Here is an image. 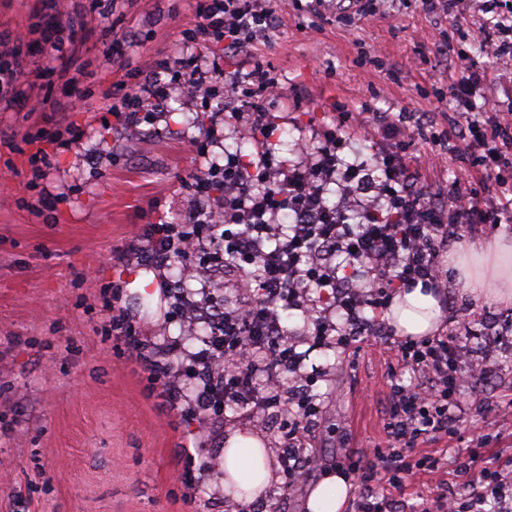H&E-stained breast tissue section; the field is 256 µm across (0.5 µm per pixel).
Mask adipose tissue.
<instances>
[{
	"label": "adipose tissue",
	"instance_id": "ef3b65f1",
	"mask_svg": "<svg viewBox=\"0 0 512 512\" xmlns=\"http://www.w3.org/2000/svg\"><path fill=\"white\" fill-rule=\"evenodd\" d=\"M440 306L433 294L416 287L402 290L392 307L391 321L406 336H426L436 330ZM221 469L225 476L240 487L234 493L235 501L252 503L264 489L276 480L275 468L270 463L260 436L233 432L225 440L220 454ZM354 488L342 475L330 472L309 492L307 512H344Z\"/></svg>",
	"mask_w": 512,
	"mask_h": 512
}]
</instances>
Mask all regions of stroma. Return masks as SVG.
<instances>
[{"label": "stroma", "mask_w": 512, "mask_h": 512, "mask_svg": "<svg viewBox=\"0 0 512 512\" xmlns=\"http://www.w3.org/2000/svg\"><path fill=\"white\" fill-rule=\"evenodd\" d=\"M64 7L85 24L71 52L77 84L47 74L37 85L69 101L81 94L97 102L106 89L136 82L139 59L178 56L179 33L193 24L185 0H125L115 10L109 0H66ZM376 8L359 20L314 0L299 7L282 0L270 39L251 54L226 53L213 40L195 51V62L204 71L217 63L244 73L254 59L271 67L288 92L272 140L291 161L300 158L298 142L317 147L316 134L334 121L339 99L394 116L414 112L446 128L455 107L438 103L435 92L458 75L455 49L479 53V17L453 28L425 15L418 0H377ZM48 22L39 0H0V34L27 30L20 51L30 67L46 64L40 46ZM443 44L452 53H440ZM180 77L177 68L164 74L170 98L154 123L122 126L105 107L0 112V457L10 462L0 470V512H234L219 471L192 483L181 474L190 462L216 458L235 431L278 446L272 425L230 409L198 433L196 422L149 394L140 363L104 320L122 306L151 343L178 345L186 355L198 348L170 319L152 273L115 260L130 234L144 230L151 202L178 221L201 169L255 150L251 138L231 132L208 157L188 153V139L203 137L224 100L183 101ZM40 148L57 162L48 183L65 188L42 206L41 188L30 182V157ZM459 279L452 270L440 333L481 331L494 321L512 337V304L469 294ZM305 365L318 375L313 392L323 406L312 440L323 458L316 478L334 470L337 456L387 447L392 385L404 373L395 354L368 338L350 358L317 349ZM493 365L494 374L471 391L455 437L418 442V454L448 462L444 472L410 478L397 512H411L420 491L438 480L461 489L465 478L454 461L477 437L486 438V455L512 457V423L475 408L512 397V351Z\"/></svg>", "instance_id": "35a3bbf8"}]
</instances>
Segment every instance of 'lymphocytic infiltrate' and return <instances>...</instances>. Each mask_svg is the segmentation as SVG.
<instances>
[{
  "mask_svg": "<svg viewBox=\"0 0 512 512\" xmlns=\"http://www.w3.org/2000/svg\"><path fill=\"white\" fill-rule=\"evenodd\" d=\"M481 12L485 59L461 55V70L448 87L457 107L470 110L491 69L507 70L500 38L512 25L499 10V0H473ZM195 15L183 47H200L210 38L223 40L232 53L249 51L269 38L275 27V0H189ZM54 17L42 32V46L60 59V75L70 63L60 58L59 34L75 32L62 0H44ZM18 41L0 36V106L10 107L18 87L31 75ZM182 91L202 98L223 90L234 106L224 124L251 137L255 151L248 161L225 157L208 167L193 183L192 200L183 224L168 221L151 204L150 221L119 253V263L137 259L164 271L172 258L184 261L190 277L222 271L221 283L204 282L200 299H190L179 284L161 282L170 308L185 326L207 323L210 332L191 366L200 382L193 416H221L226 408L248 416L259 408L288 405L279 417L284 440L282 468L286 487L313 474L321 460L310 452V421L321 407L303 372L304 356L284 323L287 313L301 312L314 344L334 342L348 351L356 338L383 340L408 369L410 380L393 387L385 424L387 447L346 454L336 461L342 473L359 476L362 489L351 512H393V500L374 483L385 479L403 491L410 476L435 472L437 457L413 458L418 440L454 435L463 411L465 388L484 378L487 367L469 360L464 334L397 337L381 314L396 290L423 286L442 292L448 271L443 248L464 236L467 224L481 223L494 232L512 222V113L494 112L471 120L457 153L476 169L448 185V201H429L419 184L423 163L411 147L423 128H401L385 112L373 113L387 149L379 174L368 161H345L342 131L363 124L362 113L348 102L336 104V121L319 134V145L296 163L276 158L268 145L273 132L272 107L283 98L278 78L261 65L247 74L230 75L221 68L198 73L191 59L180 58ZM166 60L138 65L139 77L113 110L130 124L155 119L167 98L159 84ZM335 201H328V193ZM300 382L296 395L286 380ZM460 472H479L464 495L436 485L423 496L420 512H512V459L489 466L478 448L465 452Z\"/></svg>",
  "mask_w": 512,
  "mask_h": 512,
  "instance_id": "1",
  "label": "lymphocytic infiltrate"
}]
</instances>
